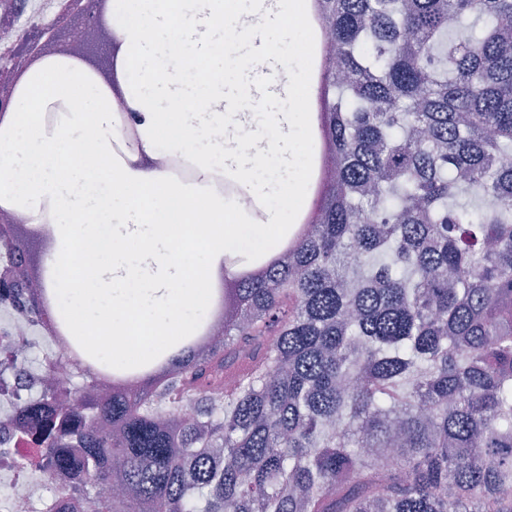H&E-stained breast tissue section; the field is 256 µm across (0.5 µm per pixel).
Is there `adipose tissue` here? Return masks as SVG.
I'll use <instances>...</instances> for the list:
<instances>
[{"label":"adipose tissue","mask_w":512,"mask_h":512,"mask_svg":"<svg viewBox=\"0 0 512 512\" xmlns=\"http://www.w3.org/2000/svg\"><path fill=\"white\" fill-rule=\"evenodd\" d=\"M140 3V11L123 23L119 35L138 64L141 81L151 90L136 104L144 117L141 148L149 153L156 140L157 101L190 110L194 135L224 123V85L215 74L198 73V81L210 93L203 106L194 108L175 69L151 63L175 46L205 58L212 33L224 26V0ZM56 77L54 97L69 104L65 122L47 130L34 118L46 98L20 95L11 137L0 140V203L20 206L35 218L44 205L53 206L62 239L51 264L72 281L79 303L94 304L97 323L132 335L150 326L155 335H165L185 318L177 300L191 275L189 266L176 256L178 229L165 221L168 200L180 198L190 211L204 208L213 223L224 224L223 236L207 233L201 239L208 267L228 242L253 244L251 227L225 224L221 199L116 160L112 143L117 131L108 91L98 89L92 106L74 105L71 97L86 94L85 73L70 66L57 71ZM117 194L126 200L119 210L113 206Z\"/></svg>","instance_id":"adipose-tissue-1"}]
</instances>
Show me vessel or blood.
Instances as JSON below:
<instances>
[{"label":"vessel or blood","instance_id":"obj_1","mask_svg":"<svg viewBox=\"0 0 512 512\" xmlns=\"http://www.w3.org/2000/svg\"><path fill=\"white\" fill-rule=\"evenodd\" d=\"M309 20L314 23V56L310 82V119L313 140L317 147L316 167L319 179L308 185L306 197L308 204L299 212L300 217L312 219L318 217L327 204L328 164L332 152L330 141L331 114L334 110L335 90L330 79V61L332 59L330 43L325 35L328 20L322 7V0H305Z\"/></svg>","mask_w":512,"mask_h":512}]
</instances>
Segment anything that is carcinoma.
<instances>
[{
	"instance_id": "1",
	"label": "carcinoma",
	"mask_w": 512,
	"mask_h": 512,
	"mask_svg": "<svg viewBox=\"0 0 512 512\" xmlns=\"http://www.w3.org/2000/svg\"><path fill=\"white\" fill-rule=\"evenodd\" d=\"M328 4L321 218L224 279L205 350L169 337L102 398L103 373L45 353L57 376L4 420L69 476L46 512H512V0ZM10 306L59 319L28 288Z\"/></svg>"
}]
</instances>
